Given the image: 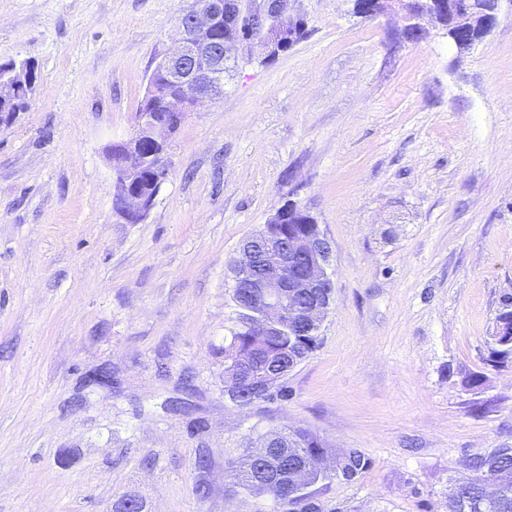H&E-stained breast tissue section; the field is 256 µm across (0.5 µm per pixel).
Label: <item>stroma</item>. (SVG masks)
Masks as SVG:
<instances>
[{
    "instance_id": "35a3bbf8",
    "label": "stroma",
    "mask_w": 512,
    "mask_h": 512,
    "mask_svg": "<svg viewBox=\"0 0 512 512\" xmlns=\"http://www.w3.org/2000/svg\"><path fill=\"white\" fill-rule=\"evenodd\" d=\"M191 3L0 0V63L38 76L0 124V512L129 495L144 512H257L231 464L284 428L369 461L312 486L321 512H448L471 460L512 448V356L491 362L489 340L512 301V0L462 54L428 20L412 43L350 0H295L308 38L273 60L236 50L130 224L108 148ZM290 200L332 243L333 303L281 395L242 407L224 391L229 266ZM103 366L111 387L86 385Z\"/></svg>"
}]
</instances>
